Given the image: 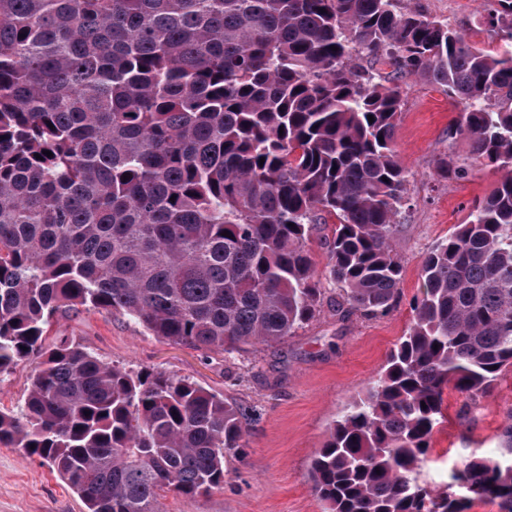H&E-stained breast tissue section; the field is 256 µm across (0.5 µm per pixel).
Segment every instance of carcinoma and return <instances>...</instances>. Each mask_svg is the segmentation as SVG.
<instances>
[{
    "label": "carcinoma",
    "instance_id": "obj_1",
    "mask_svg": "<svg viewBox=\"0 0 512 512\" xmlns=\"http://www.w3.org/2000/svg\"><path fill=\"white\" fill-rule=\"evenodd\" d=\"M485 11L492 51L403 0H0V377L35 362L0 446L40 458L86 512L224 487L246 438L234 403L49 345L51 320L115 311L228 354L280 341L321 311L309 243L329 217L336 308L387 313L417 74L501 178L426 253L411 323L329 427L311 490L327 512H512L511 422L500 456L438 490L420 478L444 390L472 400L512 367V0Z\"/></svg>",
    "mask_w": 512,
    "mask_h": 512
}]
</instances>
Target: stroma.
Instances as JSON below:
<instances>
[{
    "label": "stroma",
    "instance_id": "1",
    "mask_svg": "<svg viewBox=\"0 0 512 512\" xmlns=\"http://www.w3.org/2000/svg\"><path fill=\"white\" fill-rule=\"evenodd\" d=\"M407 5L465 33L480 48L499 44L484 22L482 0H407ZM458 119V106L442 89L407 77L395 134L397 159L409 175L396 238L403 275L388 315L339 313L331 307L339 291L326 276L322 241L332 231L327 223L318 226L310 250L314 275L329 302L279 342L240 354L205 352L170 343L103 310L83 308L55 318L48 341L66 336L127 369L190 378L243 410L247 445L230 460L223 488L193 501L167 494L159 501L160 512H323L311 491L309 466L330 423L377 379L387 353L406 331L425 253L465 223L473 201L488 195L500 178L494 167L472 160L465 139L449 137ZM443 157L467 164L468 176L439 177L436 163ZM443 412L422 469L423 479L433 485L447 482L464 457L499 453V435L512 416V370H504L473 402L445 390ZM0 512H85V507L37 458L0 447Z\"/></svg>",
    "mask_w": 512,
    "mask_h": 512
}]
</instances>
